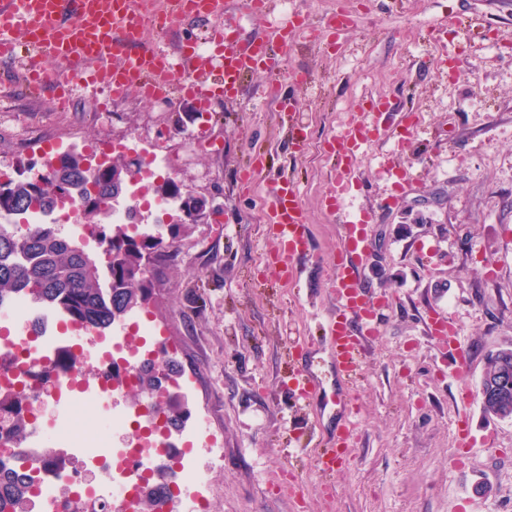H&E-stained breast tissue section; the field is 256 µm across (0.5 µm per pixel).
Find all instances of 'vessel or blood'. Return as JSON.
Returning a JSON list of instances; mask_svg holds the SVG:
<instances>
[{
  "instance_id": "vessel-or-blood-1",
  "label": "vessel or blood",
  "mask_w": 512,
  "mask_h": 512,
  "mask_svg": "<svg viewBox=\"0 0 512 512\" xmlns=\"http://www.w3.org/2000/svg\"><path fill=\"white\" fill-rule=\"evenodd\" d=\"M222 11L221 0H167L161 20ZM146 12L145 0H0V64H18L23 44L33 52L19 76L25 93L39 97L51 90L61 102L78 87L101 84L116 95L135 90L150 99H186L201 112L216 98H238L243 76L272 75L279 66L265 40L227 38L220 22L213 26L204 54L191 41L175 58L162 49L143 47L150 25ZM62 63L69 75L59 72ZM365 142L362 126L347 131L335 151L337 168L351 171ZM372 220L368 211L342 227L339 257L331 271L336 313L324 328L336 372L352 385L361 377L365 341L378 328L364 279L370 249L367 225ZM268 231L288 263L284 275H291V262L306 257L311 244L306 211L290 178H281L271 192ZM351 433L347 425L326 438L315 459L319 471L332 474L350 461Z\"/></svg>"
}]
</instances>
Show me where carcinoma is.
Listing matches in <instances>:
<instances>
[{
    "label": "carcinoma",
    "instance_id": "cac0c4a2",
    "mask_svg": "<svg viewBox=\"0 0 512 512\" xmlns=\"http://www.w3.org/2000/svg\"><path fill=\"white\" fill-rule=\"evenodd\" d=\"M83 161L82 155L69 153L57 160L47 177L36 174L0 183V213L45 210L58 197L78 190L86 218L98 223L100 198H119L126 186L112 182V167L91 173ZM90 184L100 195L87 191ZM183 228L170 224L166 237L161 232L142 237L127 225L102 224L99 256L75 244L56 224H29L22 232L14 224H0V306L22 293L68 321L105 330L140 308L147 280L158 273V266L149 265L150 255L157 252L170 264L177 260L174 240ZM168 414L175 427L188 417L179 397L170 398ZM33 486L30 475L0 479V512H19Z\"/></svg>",
    "mask_w": 512,
    "mask_h": 512
}]
</instances>
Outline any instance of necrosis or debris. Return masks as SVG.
<instances>
[{"mask_svg": "<svg viewBox=\"0 0 512 512\" xmlns=\"http://www.w3.org/2000/svg\"><path fill=\"white\" fill-rule=\"evenodd\" d=\"M174 175L165 156L148 154L132 182L128 203L107 202L105 212L112 223H128L132 209L143 214L141 229L147 233H157L172 222L180 207L174 198L156 195L154 186ZM26 221L67 224L90 240L98 238L94 225L81 222L73 196L62 199L51 212L29 211ZM9 317L18 332L0 337V352L11 355L16 367L0 373V392L10 395L13 411L27 419L28 430L26 439L17 440L10 413L0 415V471L15 470L22 460L36 466L33 512H73L75 499L89 485L84 469L100 463L118 475L119 485L111 496L94 501L95 512H139L137 489L144 478L166 490L159 512H209L206 471L190 456L191 449L218 445L205 420L196 419L184 434L172 426L156 432L147 427L148 410L167 414L168 397L178 393L181 384L173 366L175 353L158 348L159 329L152 320L126 318L110 337L73 323L64 336L49 308L35 306L22 295L12 302ZM144 366L158 370L157 391L144 403L119 411L121 398L139 384L136 368ZM77 368L90 370L92 380L78 383L72 390L58 385L56 373L68 374ZM49 392L56 400L67 402L75 413L88 406L97 409L98 428H84L76 416L56 426L71 447L80 451V459L46 453L40 418Z\"/></svg>", "mask_w": 512, "mask_h": 512, "instance_id": "necrosis-or-debris-1", "label": "necrosis or debris"}]
</instances>
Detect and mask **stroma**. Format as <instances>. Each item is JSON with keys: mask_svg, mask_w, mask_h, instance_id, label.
Listing matches in <instances>:
<instances>
[{"mask_svg": "<svg viewBox=\"0 0 512 512\" xmlns=\"http://www.w3.org/2000/svg\"><path fill=\"white\" fill-rule=\"evenodd\" d=\"M296 32L277 79L245 76L240 98L199 115L188 101L76 91L26 98L0 65V167L18 139L53 123L77 127L70 150L135 132L164 154L179 197L206 202L181 232L150 308L167 331L191 414L207 412L220 458L198 449L210 512H512V419L479 395L486 356L512 344V0H296ZM353 26L335 35L330 16ZM211 25L172 19L148 44L177 52ZM308 76L299 84L298 76ZM393 111H377L378 100ZM295 104L283 112L280 101ZM370 141L345 212L393 207L368 226L364 276L386 301L379 335L349 390L319 325L335 308L331 268L340 224L331 142L357 123ZM261 171H251L254 157ZM404 170L394 182L384 167ZM294 180L312 250L285 277L267 231L270 190ZM442 310L467 351L457 366L425 326ZM306 365L309 404L288 391ZM357 406L353 456L338 472L314 465L321 438Z\"/></svg>", "mask_w": 512, "mask_h": 512, "instance_id": "1", "label": "stroma"}]
</instances>
